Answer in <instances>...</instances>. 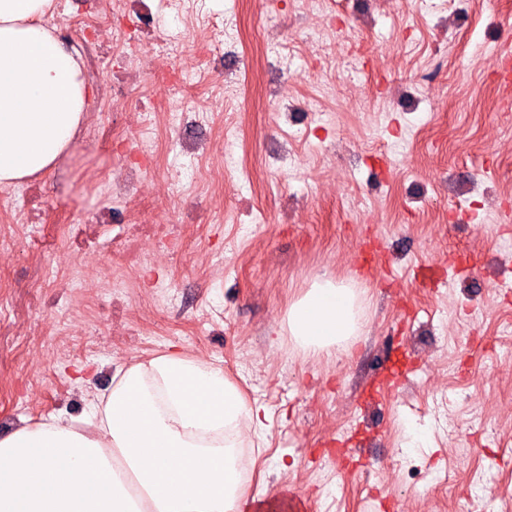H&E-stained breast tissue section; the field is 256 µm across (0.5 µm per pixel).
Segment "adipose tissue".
<instances>
[{"label":"adipose tissue","instance_id":"1","mask_svg":"<svg viewBox=\"0 0 512 512\" xmlns=\"http://www.w3.org/2000/svg\"><path fill=\"white\" fill-rule=\"evenodd\" d=\"M53 0H0V185L50 170L94 96L54 35ZM351 286L319 279L288 310L319 352L360 329ZM266 412L222 368L171 353L118 369L79 430L64 413L0 438V512H238L230 456Z\"/></svg>","mask_w":512,"mask_h":512}]
</instances>
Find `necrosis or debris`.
Instances as JSON below:
<instances>
[{"label":"necrosis or debris","instance_id":"obj_1","mask_svg":"<svg viewBox=\"0 0 512 512\" xmlns=\"http://www.w3.org/2000/svg\"><path fill=\"white\" fill-rule=\"evenodd\" d=\"M82 14L66 15L60 26L62 39H69L71 27L84 35L83 72L87 80L99 84L109 109L130 116L128 132L122 142L125 151L107 171L84 169L81 179L87 190L101 194L108 202L94 214L93 225H118L111 239L112 270L105 277L98 296L109 301L135 296L141 273L152 267L157 257L181 248L178 230L186 220L200 222L207 213L208 197L201 188L199 172L187 179L166 182V194L178 198L181 208L176 216L155 221L138 217L135 204L140 199L148 175L156 168L155 133L165 129L172 150L200 158L211 154L210 141L193 135L188 119L198 112L189 99L191 79L182 67L185 46L205 43L209 55L205 78L215 93L207 103L211 111H232L238 100L243 76L253 60L240 49L233 35L232 17L217 21L194 6V0H84ZM289 7L305 20L315 35L316 47L341 39L351 41L352 33L336 26L330 0H290ZM261 42L267 49L265 63L272 75L269 98L286 124L301 129L302 118L282 92L287 68L283 49L287 38L279 24L268 22L260 29ZM112 65L111 81H102V60ZM161 75L168 96L164 104L146 101L140 85L146 76ZM42 189L33 185L23 190H6L0 197L15 201L16 225L0 227V248L13 246L16 239L30 238L34 248H43L40 214L36 201Z\"/></svg>","mask_w":512,"mask_h":512}]
</instances>
